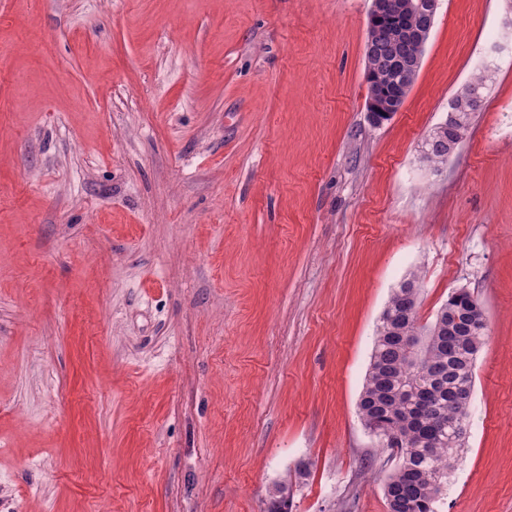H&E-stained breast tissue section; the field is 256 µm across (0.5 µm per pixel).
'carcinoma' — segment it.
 <instances>
[{
  "label": "carcinoma",
  "instance_id": "1",
  "mask_svg": "<svg viewBox=\"0 0 512 512\" xmlns=\"http://www.w3.org/2000/svg\"><path fill=\"white\" fill-rule=\"evenodd\" d=\"M484 89L483 75L466 86L464 98L473 102L466 120L478 109ZM426 149L423 163L427 166L435 169L446 160L444 146L429 144ZM418 286L419 276L412 272L392 292L376 327L371 365L357 408L361 420L374 422L396 440L390 449L398 465L386 485L408 503L405 512H438L448 475L465 446L452 424L467 418L468 406L455 405L452 393L460 387L474 389V368L487 340V320L479 300L457 289L435 319L422 325L418 317L405 315L419 300ZM416 332L425 335V342L409 354L403 337ZM423 391L428 392L433 411L451 423L428 431V437L438 443L434 448L423 446L412 421L417 396ZM289 502L288 485L282 484L271 495L268 512H288Z\"/></svg>",
  "mask_w": 512,
  "mask_h": 512
}]
</instances>
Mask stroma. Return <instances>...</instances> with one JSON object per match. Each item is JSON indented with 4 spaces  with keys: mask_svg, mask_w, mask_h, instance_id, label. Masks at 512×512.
Here are the masks:
<instances>
[{
    "mask_svg": "<svg viewBox=\"0 0 512 512\" xmlns=\"http://www.w3.org/2000/svg\"><path fill=\"white\" fill-rule=\"evenodd\" d=\"M371 3L0 0V512H387L357 402L414 271L488 324L439 510L512 512V0H442L379 127ZM454 109V108H453ZM455 110V109H454ZM456 112H448L447 118L438 123L427 135V137L424 140L423 149L426 146L427 152L425 154V157L423 159V163H425L427 166L436 169L440 164H442L446 160V156L444 155V152L448 149V155H450L457 146L466 138V135L462 132V130H458V138L455 141H449L448 147H444L442 145L438 144H429L433 140L438 139L440 136H442L446 131H448V137H452L455 135V127L448 130V126L453 125H462L463 123L459 116V110H455ZM429 144V145H427Z\"/></svg>",
    "mask_w": 512,
    "mask_h": 512,
    "instance_id": "1",
    "label": "stroma"
}]
</instances>
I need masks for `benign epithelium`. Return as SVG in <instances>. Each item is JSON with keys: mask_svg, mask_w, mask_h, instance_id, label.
I'll return each instance as SVG.
<instances>
[{"mask_svg": "<svg viewBox=\"0 0 512 512\" xmlns=\"http://www.w3.org/2000/svg\"><path fill=\"white\" fill-rule=\"evenodd\" d=\"M440 0H373L367 25L366 109L369 122L379 126L400 111L413 88L421 65L417 53L395 57L388 70L378 74L373 65V50L386 40L423 46L435 23ZM462 124L459 113L450 112L427 135L424 144L442 136L448 127Z\"/></svg>", "mask_w": 512, "mask_h": 512, "instance_id": "benign-epithelium-1", "label": "benign epithelium"}]
</instances>
